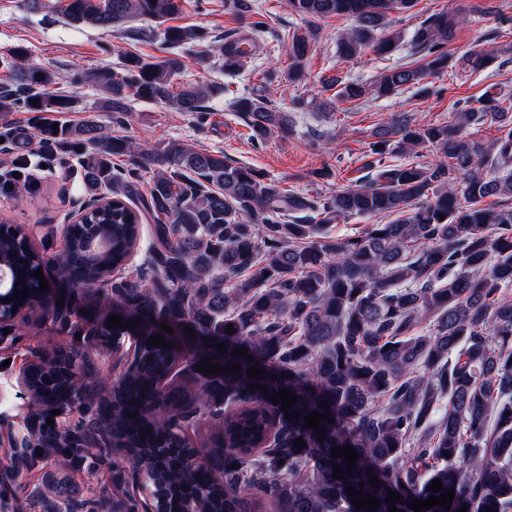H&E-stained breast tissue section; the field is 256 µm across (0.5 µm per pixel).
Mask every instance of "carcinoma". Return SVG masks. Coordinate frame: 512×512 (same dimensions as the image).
<instances>
[{
  "label": "carcinoma",
  "instance_id": "1",
  "mask_svg": "<svg viewBox=\"0 0 512 512\" xmlns=\"http://www.w3.org/2000/svg\"><path fill=\"white\" fill-rule=\"evenodd\" d=\"M71 21L108 29L134 17L167 20L182 0H56ZM416 0H288L297 15L314 21L345 16L354 25L341 34L338 51L351 58L370 48L395 52L402 40L396 24ZM249 20L236 34L207 51L227 73L241 71L249 46L266 29L253 0H224ZM462 19L457 12L430 15L414 28L411 45L419 64L387 69L373 83L324 78L322 88L351 103L388 97L412 85L430 92L429 79L455 67L448 45ZM164 39L177 49L201 36L172 26ZM312 30L293 33L288 46L287 84L305 77ZM13 62L0 81V113L68 112L72 100L48 91L54 74L24 64L26 51L8 50ZM496 59L493 49L462 57L478 70ZM177 57L147 60L127 56L117 68L86 76L106 93L107 109L127 112L130 101L162 103L177 112H201L207 89L199 84L174 90L181 73ZM250 140L261 145L289 132V118L272 107L260 87L235 97ZM501 124L486 146L469 138L472 124ZM50 150L86 157L82 178L90 205L83 221L69 225L62 280L74 289H95L112 314L134 329H109L107 320L80 327L70 323L75 307L57 305L56 290H39L34 272L44 257L0 224V263L27 298L0 307V314L30 311L42 321L74 329V348L30 367L33 399L68 393L63 411L95 409L101 400L98 368L89 350L101 336L114 347L133 337L132 357L112 384L106 410L82 431L63 438L74 445L47 448L65 457L115 452L132 474L150 487L155 512H366L346 488H359L389 512V491L402 496L403 512L427 500L439 479L441 492L454 490L451 508L422 512H512V206H486L490 196H512V113L496 95L483 104L457 105L453 121L420 123L405 112L374 132L367 163L373 176L324 196L290 193L246 164L223 153L175 140L147 150L130 138L113 137L88 121L73 129L38 126ZM430 146L439 159L426 165L389 163L388 155ZM126 156L137 168L119 170L112 159ZM150 169L149 194L141 201L152 220L147 264L113 281L126 269L140 240L141 213L127 200L137 169ZM394 216L359 233L333 239L330 224L350 216ZM112 229V248L87 259V241L97 227ZM235 281L231 288L224 282ZM111 287H105V284ZM173 329L168 334L160 328ZM232 325V334L226 326ZM190 327L196 334L189 339ZM163 336L169 346H153ZM227 349L217 351L215 345ZM244 347L249 360L233 354ZM241 371L205 375L201 359ZM266 370L247 377L252 365ZM277 380H272V376ZM257 383L267 388L251 390ZM288 388L297 396L286 419L270 395ZM327 402L329 406L319 407ZM318 411L324 440L305 427ZM215 421L211 447L193 448L186 429ZM151 432L143 435L141 429ZM303 438L298 451L295 440ZM335 446L359 455L349 471ZM237 468H232V464ZM342 467L338 480L334 466ZM379 479V487L369 484ZM247 489L250 494L241 495ZM112 512H140L135 497L114 493Z\"/></svg>",
  "mask_w": 512,
  "mask_h": 512
}]
</instances>
